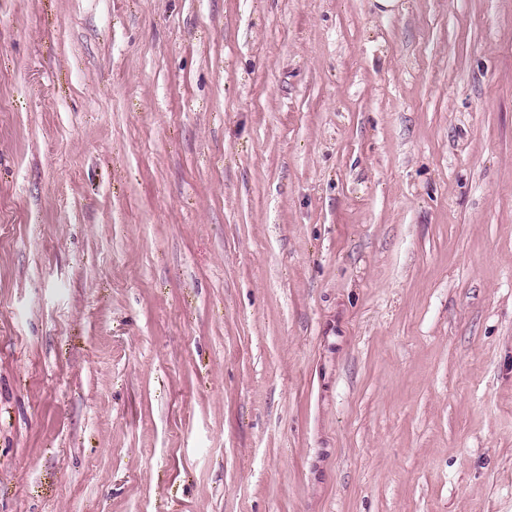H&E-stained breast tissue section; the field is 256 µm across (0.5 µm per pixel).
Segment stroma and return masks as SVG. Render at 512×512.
<instances>
[{
	"label": "stroma",
	"mask_w": 512,
	"mask_h": 512,
	"mask_svg": "<svg viewBox=\"0 0 512 512\" xmlns=\"http://www.w3.org/2000/svg\"><path fill=\"white\" fill-rule=\"evenodd\" d=\"M0 512H512V0H0Z\"/></svg>",
	"instance_id": "obj_1"
}]
</instances>
